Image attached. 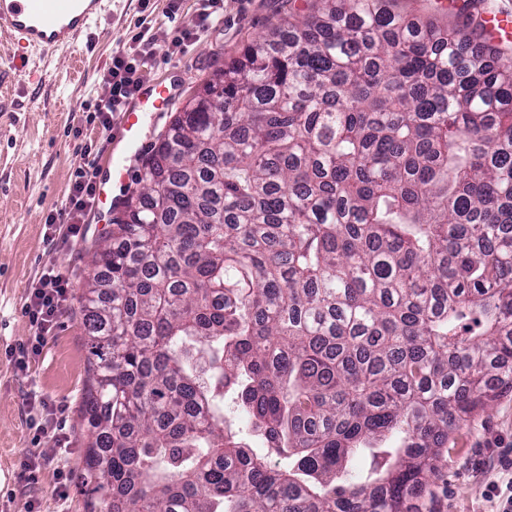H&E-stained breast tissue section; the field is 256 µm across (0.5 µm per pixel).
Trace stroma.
I'll return each mask as SVG.
<instances>
[{
    "mask_svg": "<svg viewBox=\"0 0 512 512\" xmlns=\"http://www.w3.org/2000/svg\"><path fill=\"white\" fill-rule=\"evenodd\" d=\"M203 8L202 0H178L174 9L169 0H150L146 7L140 0H112V19L101 23L94 48L56 55L47 65L28 52L21 67L0 72V512L86 510L79 475L88 435L79 406L89 353L80 296L88 253L108 234L112 212L91 211L83 235L68 239L49 219L59 215L83 154L91 155L97 179L109 177L119 138L117 131H102L96 110L105 94V65L149 29L146 81L165 86L171 105L145 124L148 151L218 62L237 56L285 18L308 14L309 0H219L207 27L173 51L172 40L195 26ZM49 267L70 279L69 307L22 369L18 359L35 334L30 294ZM35 397L53 404V425L68 448L40 430L41 416L29 406ZM504 448H512V393L500 394L449 441L447 512H489L481 491L497 479L496 454ZM30 458L35 468L28 471ZM61 471L70 476L64 498L55 492Z\"/></svg>",
    "mask_w": 512,
    "mask_h": 512,
    "instance_id": "1",
    "label": "stroma"
}]
</instances>
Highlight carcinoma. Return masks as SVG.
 <instances>
[{
	"label": "carcinoma",
	"instance_id": "obj_1",
	"mask_svg": "<svg viewBox=\"0 0 512 512\" xmlns=\"http://www.w3.org/2000/svg\"><path fill=\"white\" fill-rule=\"evenodd\" d=\"M460 12L315 0L175 113L82 285L88 512H442L512 391V60ZM438 1H448V7L445 8ZM455 3L452 0H393L389 6L395 12L431 17L441 25L452 27L461 25L463 21L462 17H456V11L448 10Z\"/></svg>",
	"mask_w": 512,
	"mask_h": 512
}]
</instances>
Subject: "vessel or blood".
<instances>
[{
	"label": "vessel or blood",
	"mask_w": 512,
	"mask_h": 512,
	"mask_svg": "<svg viewBox=\"0 0 512 512\" xmlns=\"http://www.w3.org/2000/svg\"><path fill=\"white\" fill-rule=\"evenodd\" d=\"M112 13L111 0H0V32L23 49L45 56L76 48L90 36L102 18ZM491 42L512 43V10L501 8L483 17ZM139 106L125 110L119 123L123 152L113 154L110 166L116 177H124L128 161L139 153L146 115L155 114L166 103L157 86L142 87Z\"/></svg>",
	"instance_id": "vessel-or-blood-1"
}]
</instances>
